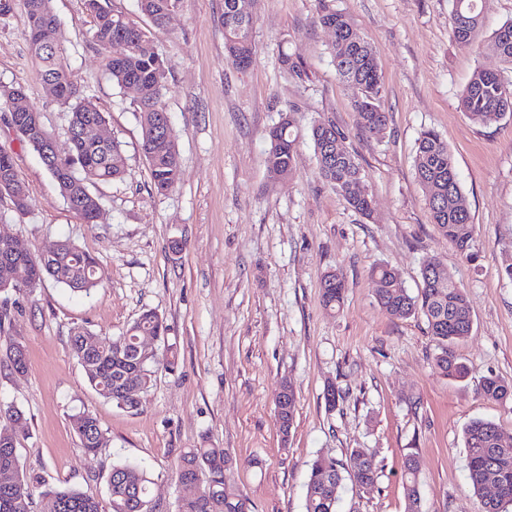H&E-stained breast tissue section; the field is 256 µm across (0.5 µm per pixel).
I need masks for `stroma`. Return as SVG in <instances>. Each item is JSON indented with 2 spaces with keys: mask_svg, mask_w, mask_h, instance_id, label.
I'll list each match as a JSON object with an SVG mask.
<instances>
[{
  "mask_svg": "<svg viewBox=\"0 0 512 512\" xmlns=\"http://www.w3.org/2000/svg\"><path fill=\"white\" fill-rule=\"evenodd\" d=\"M378 58L389 115L383 137L364 135L354 91L332 63L331 31L316 21L317 0H258L255 56L241 70L225 56L224 0H179L155 45L168 73L162 102L181 155L169 193L154 192L139 148L135 97L113 85L107 53L91 41L84 0H52L71 74L104 112L121 144V180L93 185L97 223L87 224L63 198L38 154L0 119V151L12 155L29 205L0 196V233L40 255L68 239L97 260L98 285L76 293L46 280L31 293L0 295L10 321L0 329V405L20 409L28 426L19 454L26 473L50 483L91 488L111 512L112 466H143L153 512H175L182 493L174 469L184 449H228L237 463L227 484L251 512H305L310 465L320 454L346 459L376 452L370 490L347 485L338 512H404L401 463L419 460L423 512H479L467 488L463 431L476 419L512 437V403L487 401L484 378L512 379V118L472 120L459 95L478 63L495 58L492 35L512 19V0H483L482 34L460 47L449 28L452 0H333ZM22 8L0 16V90L23 88L41 112L60 154L70 148L64 109L47 94L25 40ZM304 75L284 79L281 54ZM293 110L303 133L289 177L270 180L265 149L281 111ZM347 137L373 195L370 216L347 207L319 176L307 135L314 118ZM434 129L447 144L476 225L467 259L432 222L415 175L417 139ZM439 261L466 291L474 326L455 351L465 379L434 366L423 318L396 319L377 304L376 265L399 271L409 292L425 261ZM330 270L345 280L339 310L320 301ZM167 331L158 354L177 353L175 371L158 369L142 407L117 408L87 383L69 348L74 327L120 335L143 310ZM19 342L25 371L8 366ZM297 395L289 440H282L274 398L282 380ZM344 394L336 407L327 384ZM87 410L105 441L85 453L70 425Z\"/></svg>",
  "mask_w": 512,
  "mask_h": 512,
  "instance_id": "35a3bbf8",
  "label": "stroma"
}]
</instances>
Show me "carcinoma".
<instances>
[{
	"label": "carcinoma",
	"mask_w": 512,
	"mask_h": 512,
	"mask_svg": "<svg viewBox=\"0 0 512 512\" xmlns=\"http://www.w3.org/2000/svg\"><path fill=\"white\" fill-rule=\"evenodd\" d=\"M51 2L22 0L28 19L25 36L43 81L53 86V101L67 109L68 130L75 135L93 123H106V116L72 80L65 50L42 46L33 32L30 19L34 12L46 23L57 26ZM235 2L224 0V46L227 59L245 70L252 64L255 54L252 19L238 17ZM164 3L166 0H140L141 10L152 24V28L145 29L124 15L113 12L106 0H86L94 18L92 40L105 49H112L108 59L110 79L121 88L135 81L143 89V97L137 101L141 118L139 147L149 166L154 190L159 194L172 191L181 174L175 134H170L167 142L156 141L151 136L148 121L151 115L166 113L162 104L166 67L154 47L155 33L167 28L162 21ZM316 21L333 29L332 62L339 79L356 89L353 108L358 114L361 131L374 137L382 135L388 121L381 105L385 89L372 46L329 0H319ZM118 22L128 27L124 37L115 33L114 24ZM449 26L452 38L459 46H474L482 28L479 0H453ZM493 41L497 62L477 66L459 98L461 110L483 123L497 122L508 114L512 115V82L505 81L501 74L502 66H512V21L495 30ZM0 110L14 112V122L19 127L21 139L34 150H39L38 143L24 136L21 130L28 118L41 116L29 104L24 89L14 87L10 94L1 91ZM294 127V118L285 113L268 133L265 164L272 179L289 176L294 171L299 146V135ZM310 138L321 179L343 198L350 209L363 216L370 215L372 197L362 168L346 144V138L334 124L322 119L313 121ZM49 173L70 209L85 223L93 224L99 199L91 192L90 186L122 176L121 145L114 139L103 143L75 136L71 140V154L58 158L57 165L50 168ZM415 174L426 192L434 224L460 253L473 257V217L457 179L453 156L433 130L421 132L418 138ZM5 252L16 253L19 263L7 264L0 259V283L22 273H34L37 288L48 278L73 292L85 294L97 286L95 259L68 239L59 241L56 254L48 259L32 255L18 237L9 243L0 241V255ZM371 276L378 283L376 300L387 314L397 319L415 315L425 318L428 332L437 347L435 368L449 378L465 377L466 367L454 351L455 345L473 330L464 288L449 278L448 273L440 274L430 269L428 262L421 267V284L415 294L405 288L399 272L387 265L373 267ZM345 292L346 283L337 272L323 274L321 301L325 309L334 311L340 308ZM165 331L163 318L148 309L118 337L97 335L76 327L69 337V346L90 386L117 407L134 411L142 406L144 396L153 385L157 364H163L170 371L177 367L175 353L171 352L161 360L156 351L142 347L144 337L159 339ZM6 356L14 370H25L26 355L21 345L10 343ZM481 392L489 401L512 402V381L487 377L481 385ZM277 397L275 415L287 424L282 436L286 443L297 411L293 384L283 380ZM25 426L26 419L19 409L0 407V512H101L98 496L91 489L57 487L40 475H28L23 471L18 444L25 433ZM71 426L86 452L94 453L102 446L103 431L92 413L82 411L72 415ZM502 438L497 424L487 419H476L464 430L468 488L480 501V512H512V444L503 449ZM233 461V456L225 448L203 445L184 450L176 465L177 480L181 486L193 485V491L179 498L177 512H243L249 498L224 480V472ZM418 469L417 457L406 455L402 463L405 512H423ZM377 479L375 454L369 448L352 449L345 462L332 456H319L311 465L306 484L305 512H337L344 481L370 489ZM150 484L151 478L143 468L129 463L113 465L107 483L112 512H141L140 504L151 503ZM34 485L41 488L37 502L31 492Z\"/></svg>",
	"instance_id": "1"
}]
</instances>
